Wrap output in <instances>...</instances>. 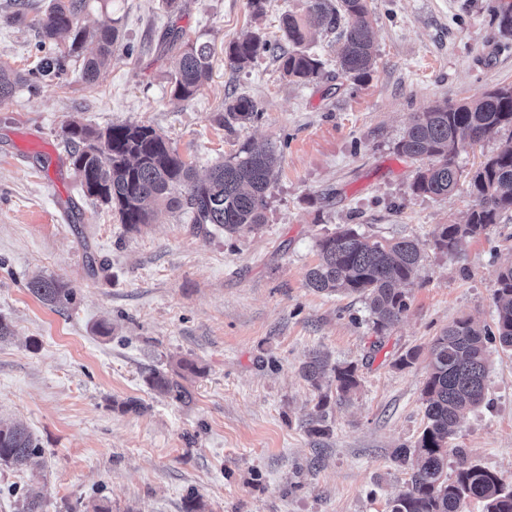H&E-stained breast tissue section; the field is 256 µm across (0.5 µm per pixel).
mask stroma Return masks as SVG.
<instances>
[{"mask_svg": "<svg viewBox=\"0 0 512 512\" xmlns=\"http://www.w3.org/2000/svg\"><path fill=\"white\" fill-rule=\"evenodd\" d=\"M49 0H27L24 19L0 0V65L25 74L45 51L37 21ZM376 64L346 77L337 36L313 31L317 76H284L275 55L244 68L225 54L248 33L274 40L307 0H89L80 24L115 22L110 65L86 83L78 64L21 84L0 104V422L27 429L36 464H0V512H21L28 489L43 512H183L189 492L207 512H388L405 490L425 425L422 389L435 336L454 320L495 326L493 289L512 260V213L490 234L448 254L440 224L464 223L474 199L414 193L417 165L397 151L413 119L438 103L512 84V36L495 10L512 0H367ZM181 41L215 49L209 80L174 99ZM251 98L252 119L225 123L230 102ZM145 124L205 175L251 141L269 143L278 168L265 222L203 234L186 207L161 209L127 231L114 209L85 196L67 155L71 123ZM348 224L377 239L419 243L422 261L404 318L376 338L357 295L320 293L306 274L317 240ZM36 274L74 291L52 307L27 288ZM110 335H100L99 324ZM417 351L414 363L398 358ZM316 352L355 365L348 399L319 392L301 367ZM193 364L183 403L155 394L149 370ZM139 411L127 409L128 401ZM512 484V352L488 346L482 404L448 440Z\"/></svg>", "mask_w": 512, "mask_h": 512, "instance_id": "1", "label": "stroma"}]
</instances>
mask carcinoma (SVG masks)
Returning a JSON list of instances; mask_svg holds the SVG:
<instances>
[{"mask_svg":"<svg viewBox=\"0 0 512 512\" xmlns=\"http://www.w3.org/2000/svg\"><path fill=\"white\" fill-rule=\"evenodd\" d=\"M88 0H49L38 20L43 39L64 35L65 51L47 59L42 74L64 70L72 60H82L83 78L95 81L112 58L119 30L106 25L96 30V53L80 58L87 31L79 25ZM339 32L342 41L338 63L342 72L359 82L375 65L373 27L367 0H309L306 15H289L282 24L283 37L293 49L278 56L285 75L297 82L316 76L320 62L304 48L311 29ZM270 50L267 40L248 35L230 43V63L242 67ZM211 46L199 39L183 45L171 81L177 100L195 95L210 74ZM21 74L0 66V103L8 100L22 82ZM255 112L251 99L240 96L228 107V116L240 122ZM512 129V86L482 92L457 105L437 104L408 127L397 150L419 162L413 183L418 194L441 196L454 191L461 174L455 158L468 144L483 141L502 129ZM68 156L87 196L115 208L120 223L136 231L153 221L160 202L186 205L198 227L210 224L227 233L264 223L266 198L274 180L275 156L266 144L249 143L233 160L212 167L199 179L163 136L150 126L112 125L104 130L73 123L67 131ZM475 207L464 224H440L434 247L455 253L489 232L500 215L512 211V138L479 168L467 175ZM185 195H175L177 188ZM318 264L306 276L317 292L345 291L363 297L378 334L398 323L409 309V288L422 260L421 249L406 239L378 240L346 224L316 243ZM29 291L51 306L69 304L74 293L60 282L38 276L27 282ZM496 333L500 345L512 349V262L496 280ZM487 332L470 319H459L436 337L430 348L429 374L422 390L427 425L414 448H400L396 458L411 462L407 488L390 502V512H464L469 500L483 503L485 512H512V487L494 473L468 461L465 450L455 449L457 466L448 476V438L454 427L484 399L487 375ZM327 360L315 355L301 372L316 389ZM334 392L345 399L359 385L357 368L335 365ZM154 390L181 400L186 390L166 371L153 370L146 377ZM27 430L0 423V464L23 466L41 456Z\"/></svg>","mask_w":512,"mask_h":512,"instance_id":"1","label":"carcinoma"}]
</instances>
